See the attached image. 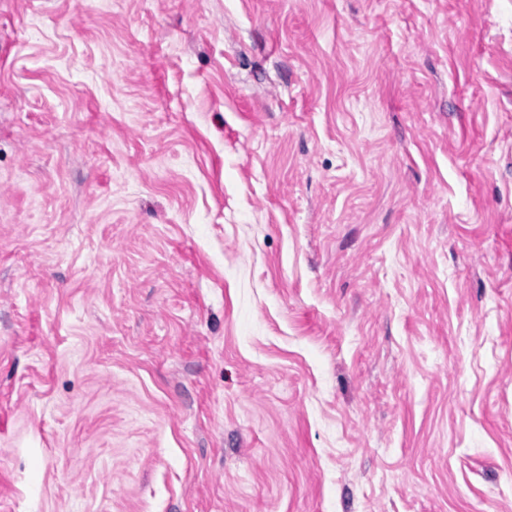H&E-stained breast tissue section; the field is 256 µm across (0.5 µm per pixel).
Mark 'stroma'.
Masks as SVG:
<instances>
[{
	"mask_svg": "<svg viewBox=\"0 0 512 512\" xmlns=\"http://www.w3.org/2000/svg\"><path fill=\"white\" fill-rule=\"evenodd\" d=\"M0 512H512V0H0Z\"/></svg>",
	"mask_w": 512,
	"mask_h": 512,
	"instance_id": "35a3bbf8",
	"label": "stroma"
}]
</instances>
